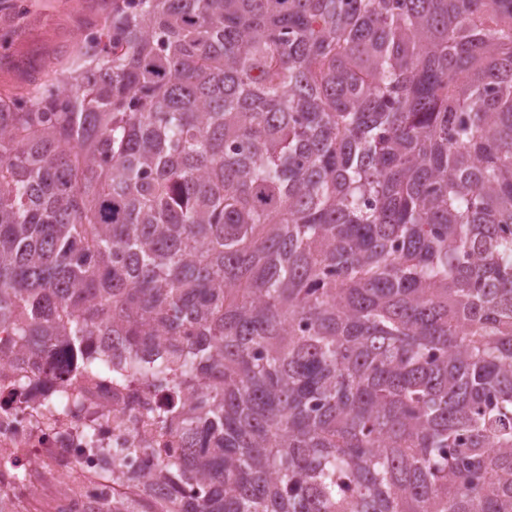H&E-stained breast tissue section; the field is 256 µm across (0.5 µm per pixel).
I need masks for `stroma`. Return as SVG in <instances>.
I'll list each match as a JSON object with an SVG mask.
<instances>
[{
    "instance_id": "35a3bbf8",
    "label": "stroma",
    "mask_w": 512,
    "mask_h": 512,
    "mask_svg": "<svg viewBox=\"0 0 512 512\" xmlns=\"http://www.w3.org/2000/svg\"><path fill=\"white\" fill-rule=\"evenodd\" d=\"M24 11L0 0V29L10 33V49L0 58V93L22 96L33 75L70 65L87 29L106 21L103 0H25Z\"/></svg>"
}]
</instances>
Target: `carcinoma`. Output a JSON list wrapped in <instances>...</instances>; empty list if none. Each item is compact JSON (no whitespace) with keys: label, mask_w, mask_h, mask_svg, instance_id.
Instances as JSON below:
<instances>
[{"label":"carcinoma","mask_w":512,"mask_h":512,"mask_svg":"<svg viewBox=\"0 0 512 512\" xmlns=\"http://www.w3.org/2000/svg\"><path fill=\"white\" fill-rule=\"evenodd\" d=\"M111 4L0 96V361L189 442L89 512H512V0Z\"/></svg>","instance_id":"cac0c4a2"}]
</instances>
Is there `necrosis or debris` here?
Wrapping results in <instances>:
<instances>
[{"mask_svg": "<svg viewBox=\"0 0 512 512\" xmlns=\"http://www.w3.org/2000/svg\"><path fill=\"white\" fill-rule=\"evenodd\" d=\"M51 394L67 398L52 417L41 411ZM164 402L155 389L108 373L80 374L69 361L46 362L40 371L15 359L0 364V512H31V499L59 475L74 481L50 500L49 512H88L117 491L132 502L162 496V488L130 478L151 472L158 450L183 445L153 424L151 414ZM94 436L103 447L131 451L115 459L112 480L99 477L104 459L89 449Z\"/></svg>", "mask_w": 512, "mask_h": 512, "instance_id": "4bbe7bcc", "label": "necrosis or debris"}]
</instances>
